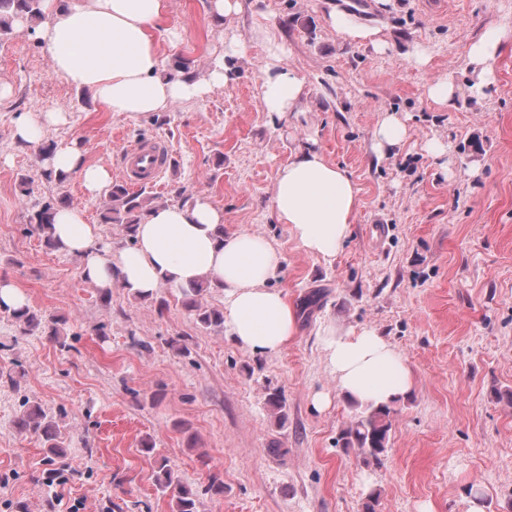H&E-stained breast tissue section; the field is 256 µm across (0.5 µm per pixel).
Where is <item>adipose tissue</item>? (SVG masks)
<instances>
[{"mask_svg": "<svg viewBox=\"0 0 512 512\" xmlns=\"http://www.w3.org/2000/svg\"><path fill=\"white\" fill-rule=\"evenodd\" d=\"M166 9L167 0H43L46 20L37 35L57 75L91 91L105 111L135 120L203 100L227 80L222 61L203 79L165 72L154 31ZM256 37L267 54L259 88L263 109L280 121L299 116L308 88L281 64L284 38L272 27L258 28ZM43 164L55 176L79 179L93 197L112 182L110 171L88 163L75 140L44 155ZM357 206L353 177L316 146L301 147L277 171L273 210L309 255L335 260ZM223 222V210L198 197L153 208L128 247L101 245L98 226L76 208L58 212L51 234L61 251L80 257L83 279L100 290L117 281L133 295L149 296L203 279L222 284L224 323L236 345L258 356L278 355L298 330L295 308L269 285L283 256L251 232L218 239ZM324 336L330 367L348 398L388 404L411 391L409 367L377 330L351 335L329 326Z\"/></svg>", "mask_w": 512, "mask_h": 512, "instance_id": "adipose-tissue-1", "label": "adipose tissue"}]
</instances>
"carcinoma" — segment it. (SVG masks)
<instances>
[{"label": "carcinoma", "instance_id": "1", "mask_svg": "<svg viewBox=\"0 0 512 512\" xmlns=\"http://www.w3.org/2000/svg\"><path fill=\"white\" fill-rule=\"evenodd\" d=\"M18 17H25L29 21L39 22L43 20L41 0H0V34L7 35L12 32L13 22ZM68 206V200L59 199L56 203H46L35 213L33 225L43 238L45 245L56 248L55 241L50 234V228L54 224L57 212ZM148 211L144 205V198L138 193L132 192L123 184H113L108 191V199L105 203L103 220L106 223H118L124 225L129 238H134L135 227L140 223L144 214ZM211 288V284L202 281L190 288L182 289L183 304L195 313L197 322L206 330L221 328L224 326V313L205 306L202 302L203 292ZM0 312L24 324L27 327L39 325L37 313L29 307L20 308L0 307ZM267 406L275 415L279 424L287 420L285 406L280 394L273 390L266 392ZM356 413L351 423L342 430L341 440L346 448H353L359 452L363 461L367 464H379L385 457L389 447L392 431L393 409L389 405H375L373 403H355ZM17 429L25 432L38 433L48 440L55 437L53 424L45 420L44 414L38 410H27L17 419ZM156 485L163 491L173 492L175 508L173 512H197V493L184 486L173 471L162 463L158 467Z\"/></svg>", "mask_w": 512, "mask_h": 512}]
</instances>
